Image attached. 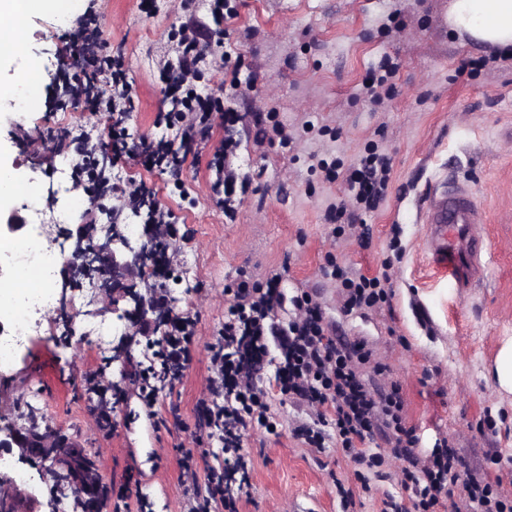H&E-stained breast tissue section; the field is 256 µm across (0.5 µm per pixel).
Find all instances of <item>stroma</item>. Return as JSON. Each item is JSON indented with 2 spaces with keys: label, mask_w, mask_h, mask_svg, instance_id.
Wrapping results in <instances>:
<instances>
[{
  "label": "stroma",
  "mask_w": 512,
  "mask_h": 512,
  "mask_svg": "<svg viewBox=\"0 0 512 512\" xmlns=\"http://www.w3.org/2000/svg\"><path fill=\"white\" fill-rule=\"evenodd\" d=\"M224 39L214 45L220 68H203L201 91L227 89L241 146L230 162L246 179L237 184L233 214L212 206L213 154L224 140L222 114L213 115L211 135L197 162L186 163L180 181L159 169L124 162L105 176L129 174L146 182L155 202L175 217L172 247L183 268L181 283L168 284L166 300L196 323L189 361L177 380L158 390L151 432L132 413L141 401L126 389L102 437L98 414L86 394L87 377L107 367L112 380L127 369L149 366L148 343L126 365L113 363L111 346L87 334L56 333L55 320L22 347L13 368L0 373V410L13 418L37 389L43 416L83 447L100 450V470L112 486H126L117 512H187L194 479L221 469L223 454L199 463L195 476L181 467L182 452L196 447L198 401L212 376L213 348L241 283L264 284L280 274L283 305L273 314L280 326L293 320L303 295L321 306L325 324L344 346L372 353L362 377L373 394L398 390L406 424L415 431L413 459L428 460L449 443L463 460L451 478L447 512H469L466 484L472 471L501 476L498 493L512 501V394L493 377L503 340L512 338V70L502 69L494 49L479 47L450 31L449 0H226ZM209 0H61L30 14L21 54L0 59V169L35 184L48 216L42 243L64 246L66 225L54 213L94 197L59 177L56 159L23 152L20 141L45 125L61 123L76 133H99L89 111L73 108L66 92L71 73L49 76L64 51V33L78 19L95 15L114 66L132 86L135 107L124 128L128 140L160 137L157 116L166 102L159 70L173 57L177 29L193 22L212 25ZM397 69L391 92L376 103L360 92L380 59ZM42 72L28 78L29 58ZM31 79L34 96L26 116L13 108L18 84ZM295 131L291 142L273 139L271 127ZM392 163L385 201L366 214L368 242L357 231L325 221L329 203L345 191L343 173L370 150ZM464 181L484 212L477 232L490 255L478 287L451 288L447 273L433 268L419 222L425 195L440 180ZM373 277L390 276L386 304L347 311L333 265ZM259 381L267 420L240 426L238 449L249 479L237 493L238 512H380L392 499L410 508L401 484L410 460L393 439L372 431L365 445L382 463L370 467L336 451L322 450L297 435L306 411L281 394L270 351ZM139 454L132 466L128 448ZM26 481L9 487L12 512H48L50 490L39 462L11 451ZM138 482H131L132 469Z\"/></svg>",
  "instance_id": "stroma-1"
}]
</instances>
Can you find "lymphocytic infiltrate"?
<instances>
[{
    "label": "lymphocytic infiltrate",
    "mask_w": 512,
    "mask_h": 512,
    "mask_svg": "<svg viewBox=\"0 0 512 512\" xmlns=\"http://www.w3.org/2000/svg\"><path fill=\"white\" fill-rule=\"evenodd\" d=\"M201 37L198 25L182 26L175 59L163 70L168 109L159 114L157 122L165 126L166 135L157 139L144 137L134 144L121 138L110 139L104 146L110 159L124 158L147 168L158 167L175 177L180 175L189 155L207 141L213 101L196 89L200 64L206 58ZM66 39L76 61L73 85L81 89L82 102L99 114L110 129H119L120 117L131 109L134 99L131 87L113 72L112 55L106 44L84 25L68 30ZM389 182L388 158L368 153L347 177L350 201L331 203L326 210L327 221L354 225L358 211L378 209ZM334 274L345 291L347 310L375 307L387 296L385 278L353 277L341 267ZM279 282V276L274 274L265 287L243 284L237 289L233 316L225 320L212 357V398L204 403L206 419L198 436L203 447L196 452L186 451L184 466L193 467L196 457L207 456L211 446L227 448L245 420L265 419L267 404L254 374L243 371L233 354L242 349L263 353L271 344L284 351L277 369L282 391L295 405L315 412L314 419L300 428L310 446L322 447L324 429L329 426L342 452L375 466L380 462L379 456L363 448L362 442L367 433L382 425L392 433L397 447L412 448L413 431L403 421L398 392L377 396L367 389L357 368L358 362L367 357L363 347H338L320 307L312 299L300 301L297 321L285 328L274 325L271 315L283 301ZM460 463L456 450L444 446L427 464L413 463L405 469L404 487L411 493L413 512H444L443 491ZM243 468L241 458H225L223 469L210 473L204 486L197 488L191 512H211L218 505L233 512L235 502L228 493L233 476Z\"/></svg>",
    "instance_id": "lymphocytic-infiltrate-1"
}]
</instances>
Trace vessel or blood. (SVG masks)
Returning a JSON list of instances; mask_svg holds the SVG:
<instances>
[{
    "label": "vessel or blood",
    "mask_w": 512,
    "mask_h": 512,
    "mask_svg": "<svg viewBox=\"0 0 512 512\" xmlns=\"http://www.w3.org/2000/svg\"><path fill=\"white\" fill-rule=\"evenodd\" d=\"M421 221L433 266L447 271L453 287L476 285L484 272L486 243L476 233L483 212L468 186L457 180L441 182L425 196Z\"/></svg>",
    "instance_id": "b4317fda"
}]
</instances>
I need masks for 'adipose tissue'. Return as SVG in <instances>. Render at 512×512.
Wrapping results in <instances>:
<instances>
[{
  "label": "adipose tissue",
  "instance_id": "adipose-tissue-1",
  "mask_svg": "<svg viewBox=\"0 0 512 512\" xmlns=\"http://www.w3.org/2000/svg\"><path fill=\"white\" fill-rule=\"evenodd\" d=\"M46 3L47 0H0L1 53H15L24 48L21 24ZM448 24L472 42L512 48V0H452Z\"/></svg>",
  "mask_w": 512,
  "mask_h": 512
}]
</instances>
